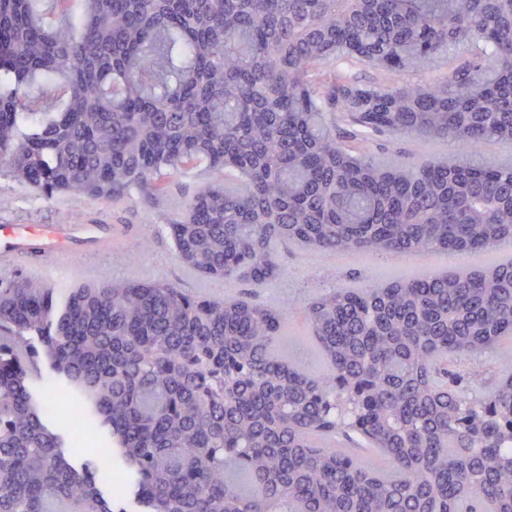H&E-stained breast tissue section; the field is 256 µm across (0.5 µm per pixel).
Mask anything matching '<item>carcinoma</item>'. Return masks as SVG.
Segmentation results:
<instances>
[{
    "instance_id": "obj_1",
    "label": "carcinoma",
    "mask_w": 512,
    "mask_h": 512,
    "mask_svg": "<svg viewBox=\"0 0 512 512\" xmlns=\"http://www.w3.org/2000/svg\"><path fill=\"white\" fill-rule=\"evenodd\" d=\"M453 61L438 83L403 82ZM384 75L350 79L354 67ZM57 93L51 104L37 93ZM512 146V0H0V174L44 196L152 202L183 266L264 286L278 242L325 252L512 243V165L382 166L371 139ZM288 315L166 281L0 286V512H113L44 422L21 336L112 432L138 512H512V373L448 370L512 337V261L377 279ZM379 452L381 471L357 449Z\"/></svg>"
}]
</instances>
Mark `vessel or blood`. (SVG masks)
Wrapping results in <instances>:
<instances>
[{"label":"vessel or blood","mask_w":512,"mask_h":512,"mask_svg":"<svg viewBox=\"0 0 512 512\" xmlns=\"http://www.w3.org/2000/svg\"><path fill=\"white\" fill-rule=\"evenodd\" d=\"M125 228L119 224H74L64 222L43 231L24 224L0 227V271L24 267L38 280L52 283L60 278L93 282L96 269L86 265V253L111 248L122 239Z\"/></svg>","instance_id":"vessel-or-blood-1"}]
</instances>
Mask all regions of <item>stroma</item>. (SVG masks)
Wrapping results in <instances>:
<instances>
[{"mask_svg":"<svg viewBox=\"0 0 512 512\" xmlns=\"http://www.w3.org/2000/svg\"><path fill=\"white\" fill-rule=\"evenodd\" d=\"M377 161L392 164L407 158H417L432 152L467 153L459 142H411L398 140L386 147L370 143ZM209 177L204 165H197L186 177L171 180L166 195L153 203H102L86 198L71 199V212L82 224H139L142 232L128 242L124 253L112 257L92 253L90 264L100 268L106 277H127L132 272L131 259H138L140 267L151 269L156 280L180 283L183 265L176 258L175 246L166 226L182 217L184 204ZM6 206L0 207L1 224H55L60 220L59 196L49 198L15 185L0 176V198ZM280 277L257 288L256 299L288 310V340L280 341L279 350L288 359L323 369L309 328L298 312L300 304L336 287L361 288L379 275H405L417 272L460 271L485 266L512 258V245L476 255L423 253L409 255H378L364 257L356 253H325L305 246H280Z\"/></svg>","mask_w":512,"mask_h":512,"instance_id":"1","label":"stroma"}]
</instances>
